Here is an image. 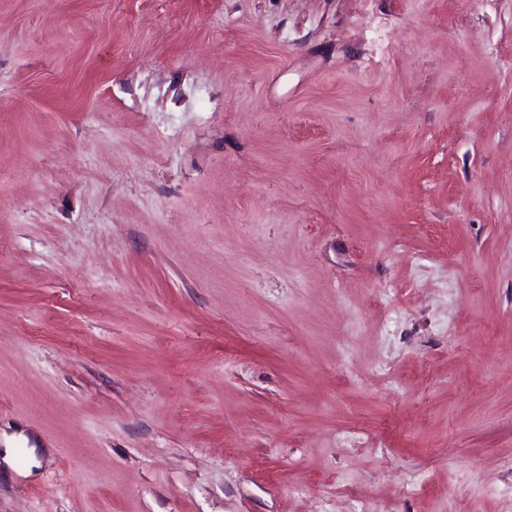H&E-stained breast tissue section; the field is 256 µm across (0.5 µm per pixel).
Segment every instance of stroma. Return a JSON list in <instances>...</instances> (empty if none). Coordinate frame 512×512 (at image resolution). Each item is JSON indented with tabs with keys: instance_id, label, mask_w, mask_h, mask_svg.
<instances>
[{
	"instance_id": "stroma-1",
	"label": "stroma",
	"mask_w": 512,
	"mask_h": 512,
	"mask_svg": "<svg viewBox=\"0 0 512 512\" xmlns=\"http://www.w3.org/2000/svg\"><path fill=\"white\" fill-rule=\"evenodd\" d=\"M4 433L0 512H512V0H0Z\"/></svg>"
}]
</instances>
